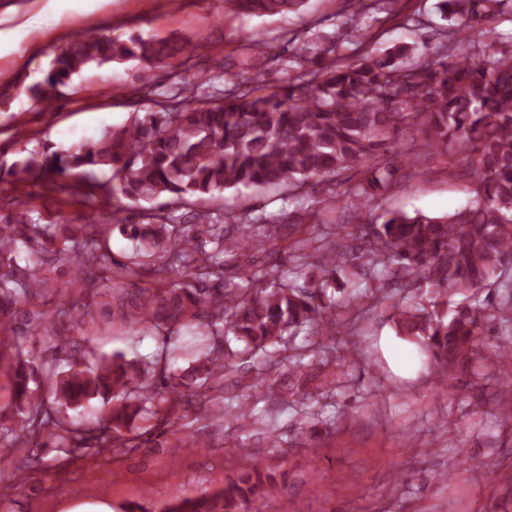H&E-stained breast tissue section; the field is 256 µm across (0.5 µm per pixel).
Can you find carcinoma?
<instances>
[{
    "label": "carcinoma",
    "instance_id": "cac0c4a2",
    "mask_svg": "<svg viewBox=\"0 0 512 512\" xmlns=\"http://www.w3.org/2000/svg\"><path fill=\"white\" fill-rule=\"evenodd\" d=\"M307 2L224 0V10L271 17ZM439 9L454 25L439 32L441 42L425 56L400 44L330 60L336 46L301 41L293 53L299 71L284 72L272 90L246 62L224 76L223 89L199 71L190 95L156 100L97 140L45 155L37 169L26 163L10 171L15 182L43 178L49 190L67 191L85 206L127 199L112 206V218L139 245L112 268L108 325L166 340L188 332L200 359L171 385L156 379L175 358L166 348L147 361L116 352L63 371L58 338L54 353L35 367L24 350L45 322L37 310L44 285L58 268L68 270L59 317L69 313L73 292L96 291L86 269L104 257L109 225L69 224L58 212L42 224L20 208L0 224V392L7 391L0 395L1 449L26 448L24 460L39 465L33 446L42 441L67 463L125 455L168 431L184 448L198 445L193 427L172 429L178 409L206 400L222 422L224 382L247 376L252 398L296 396L305 401L302 416L317 422L319 413L306 402L313 363L304 359L336 334L333 293L346 296L348 309L357 300L354 279L370 282L385 270L405 292L391 316L396 333L426 353L436 380L446 384L457 370L472 368L491 324L512 322V62L484 41L485 23L511 11L512 0H440ZM202 48L174 37L81 34L55 50L43 82L27 86L17 76L0 84V104L24 93L48 108L55 91L91 65L136 61L134 77L143 80L200 56ZM412 128L424 137L423 145L406 147L413 161L423 148L463 154L473 199L448 214L396 210L380 224L359 223L360 210L395 173L389 160L401 155L399 134ZM96 169L111 170L112 181L92 178ZM354 177V186L338 190ZM318 184L327 187V198L317 201L324 210L336 212L345 197V221L330 224L327 234L310 231L287 270L275 263L224 284L228 255L266 251L282 227L299 232L303 223L284 209L240 215L224 203V191H277L286 202ZM160 197L164 206H149ZM228 223L240 225L239 236L225 235ZM144 275L158 286H138L134 279ZM485 290L501 294L498 305L480 299ZM455 295L464 299L454 304ZM78 316L84 334L98 332L90 305ZM273 359L288 370L286 378L268 374ZM38 374L48 398L30 386ZM97 397L112 400L107 416L85 421L68 414ZM235 419L236 430L282 447L270 415L241 407ZM137 420L144 426L134 429ZM287 482L288 471L255 458L227 473L224 487L175 496L162 512H252Z\"/></svg>",
    "mask_w": 512,
    "mask_h": 512
}]
</instances>
